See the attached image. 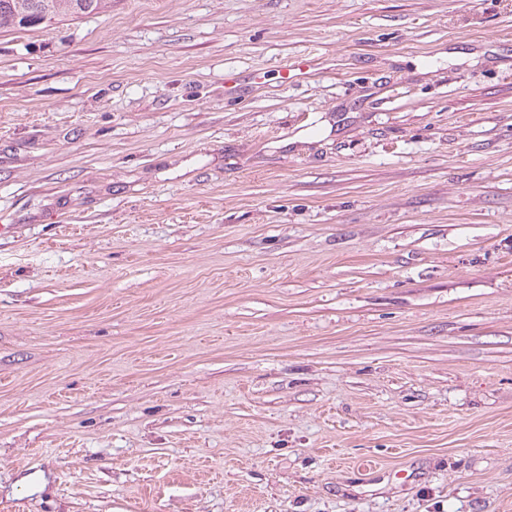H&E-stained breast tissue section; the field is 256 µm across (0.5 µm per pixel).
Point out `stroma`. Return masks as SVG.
<instances>
[{
  "instance_id": "1",
  "label": "stroma",
  "mask_w": 512,
  "mask_h": 512,
  "mask_svg": "<svg viewBox=\"0 0 512 512\" xmlns=\"http://www.w3.org/2000/svg\"><path fill=\"white\" fill-rule=\"evenodd\" d=\"M0 512H512V0L0 29Z\"/></svg>"
}]
</instances>
